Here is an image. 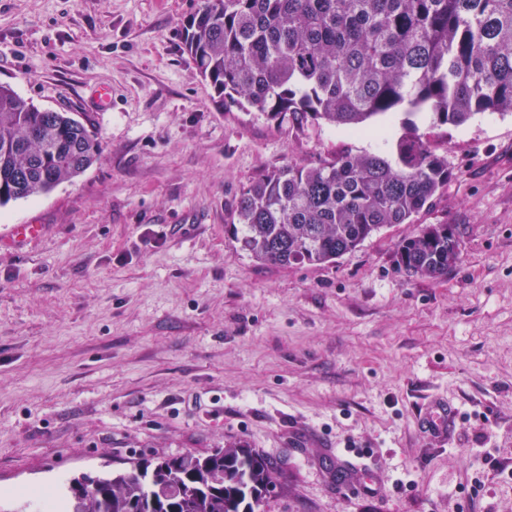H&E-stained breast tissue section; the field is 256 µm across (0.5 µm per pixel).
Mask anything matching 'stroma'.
I'll list each match as a JSON object with an SVG mask.
<instances>
[{
  "instance_id": "obj_1",
  "label": "stroma",
  "mask_w": 512,
  "mask_h": 512,
  "mask_svg": "<svg viewBox=\"0 0 512 512\" xmlns=\"http://www.w3.org/2000/svg\"><path fill=\"white\" fill-rule=\"evenodd\" d=\"M200 5L0 0V85L102 142L0 207V512L234 441L275 467L264 512H512V116L430 130L451 178L414 223L331 264L258 262L234 238L244 186L394 157L403 119L371 140L224 105L184 51ZM17 224L45 234L15 245ZM429 224L463 233L461 260L407 277L397 246ZM435 399L460 411L443 440L417 426Z\"/></svg>"
}]
</instances>
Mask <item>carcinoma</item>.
I'll return each instance as SVG.
<instances>
[{"instance_id": "1", "label": "carcinoma", "mask_w": 512, "mask_h": 512, "mask_svg": "<svg viewBox=\"0 0 512 512\" xmlns=\"http://www.w3.org/2000/svg\"><path fill=\"white\" fill-rule=\"evenodd\" d=\"M183 40L221 101L274 121L366 134L371 119L398 112L431 127L512 115V0H203ZM101 150L80 122L0 85V206L75 179ZM448 176V159L410 122L392 160L342 154L244 186L238 243L261 263H329L413 223ZM462 239L428 225L398 244V268L444 278ZM276 489L272 464L234 442L83 474L46 494L58 512H263Z\"/></svg>"}]
</instances>
